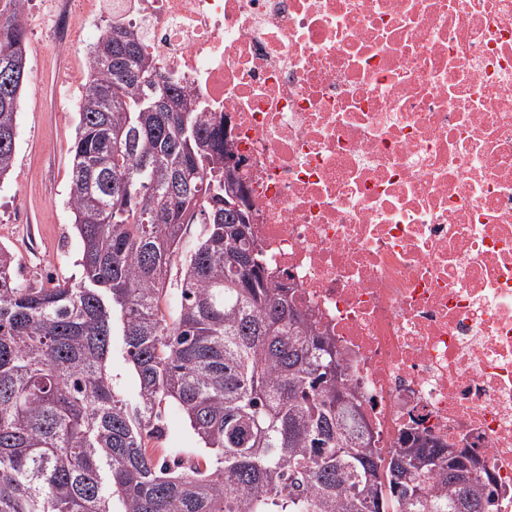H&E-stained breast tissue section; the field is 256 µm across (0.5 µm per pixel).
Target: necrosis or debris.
<instances>
[{
    "label": "necrosis or debris",
    "mask_w": 512,
    "mask_h": 512,
    "mask_svg": "<svg viewBox=\"0 0 512 512\" xmlns=\"http://www.w3.org/2000/svg\"><path fill=\"white\" fill-rule=\"evenodd\" d=\"M76 13L225 115L262 262L380 456L469 449L512 512V0H45L48 53Z\"/></svg>",
    "instance_id": "1"
}]
</instances>
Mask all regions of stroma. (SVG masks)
I'll return each instance as SVG.
<instances>
[{"label":"stroma","instance_id":"1","mask_svg":"<svg viewBox=\"0 0 512 512\" xmlns=\"http://www.w3.org/2000/svg\"><path fill=\"white\" fill-rule=\"evenodd\" d=\"M27 33L28 64L43 71L40 81L26 84L21 94L14 165L0 181V244L19 258V279L64 278L79 272L80 240L68 203L70 148L86 83L85 57L96 36L83 33L75 47L60 51L46 68L47 33L33 27ZM159 445L182 456L200 448L183 416L171 408Z\"/></svg>","mask_w":512,"mask_h":512}]
</instances>
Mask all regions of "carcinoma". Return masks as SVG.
Wrapping results in <instances>:
<instances>
[{"label": "carcinoma", "mask_w": 512, "mask_h": 512, "mask_svg": "<svg viewBox=\"0 0 512 512\" xmlns=\"http://www.w3.org/2000/svg\"><path fill=\"white\" fill-rule=\"evenodd\" d=\"M0 0V179L27 80ZM69 202L80 277L20 281L0 246V512H490L485 464L416 437L379 457L335 344L254 245L224 118L132 26L85 60ZM121 336L137 381L112 379ZM202 444L156 456L162 409ZM111 365L114 383L129 400L134 401L137 395V384L125 360L120 336L112 338Z\"/></svg>", "instance_id": "obj_1"}]
</instances>
